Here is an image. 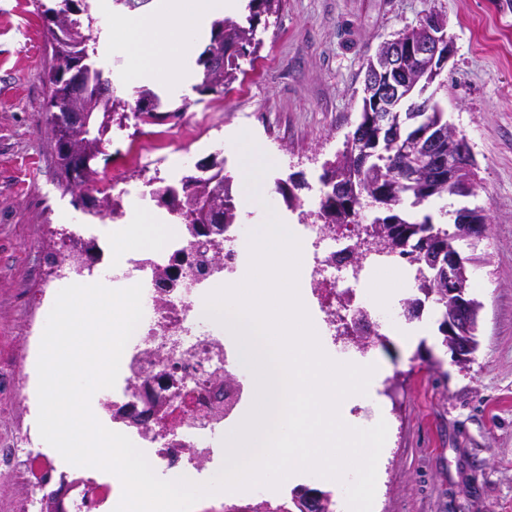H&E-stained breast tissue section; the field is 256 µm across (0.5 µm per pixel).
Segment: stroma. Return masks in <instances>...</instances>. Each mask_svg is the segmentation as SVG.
I'll list each match as a JSON object with an SVG mask.
<instances>
[{
    "label": "stroma",
    "mask_w": 512,
    "mask_h": 512,
    "mask_svg": "<svg viewBox=\"0 0 512 512\" xmlns=\"http://www.w3.org/2000/svg\"><path fill=\"white\" fill-rule=\"evenodd\" d=\"M432 12L446 19L455 48L437 97L476 162L469 204L489 216L473 278L483 308L478 348L463 367L432 310L420 318L428 336L407 345L389 335V314L376 313L382 334L367 353L387 371L378 398L387 438L372 512H512V0H283L231 86L185 105L166 99V116L113 129L95 187L107 191L115 176L164 178L179 160L213 154L233 175L241 158L224 134L246 127L273 167L259 192L264 206L243 214L236 235L270 209L298 224L277 180H304L301 207L318 204L322 165L358 123L368 59ZM52 55L35 0H0L1 448L38 438L37 345L64 287L50 269L67 250V226L92 223L110 237L109 221L75 209L57 180L44 131L51 88L40 78ZM37 446L55 456L47 442Z\"/></svg>",
    "instance_id": "1"
}]
</instances>
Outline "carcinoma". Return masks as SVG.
I'll use <instances>...</instances> for the list:
<instances>
[{
    "mask_svg": "<svg viewBox=\"0 0 512 512\" xmlns=\"http://www.w3.org/2000/svg\"><path fill=\"white\" fill-rule=\"evenodd\" d=\"M62 2L58 8L48 7L42 11L45 32L53 43L54 52V64L43 75V79L52 85L47 103L46 129L54 142L59 182L71 193L73 204L78 207L92 195L97 177L93 166L80 165V158L102 154L104 144L110 141L112 128H123L130 117L144 122L156 119L161 100L147 86L137 88L131 98L116 94L110 77L93 61L98 36L92 18H87L85 25L81 23V16L88 11L86 0ZM281 2L249 0L246 16L213 21L210 42L198 57V64L202 66L198 92H216L238 80L242 73L240 60L256 54L259 48L260 42L255 36L261 19L278 13ZM220 48L224 49L225 61H212L214 51ZM57 100L63 102L69 112L88 115L89 124L69 126L63 136H57L52 112ZM410 104L428 111V119L433 126L432 136L438 148L448 152V113L441 102L426 96L420 100L413 99ZM366 149L373 151L374 163L384 169L383 180L376 189L384 193L385 202L383 209L374 217L375 223L370 225L371 234H387L390 251L414 267L416 290L430 295V305L441 315L438 331L446 336L448 285L425 271V256L420 250L457 245L460 228L436 224L430 214L419 219L412 213L431 199L442 196L432 168L425 164L416 178L401 180L400 173L408 164L402 153L403 144L394 138L385 140L378 137L377 129L372 127L359 139L345 137L342 153L332 160L333 175L347 187L345 200L340 205L354 202L358 195L371 187V178L360 170L356 159L357 154ZM223 171L224 163L221 162L214 171L205 175H187L179 184L159 178V186L151 191V195L156 197L168 192L181 201L182 210L175 216L179 224H204L209 220L217 230L222 224H237L240 215L232 181ZM98 201L100 207L96 215L100 218L115 220L123 215L120 199L104 194ZM408 238L419 243V252L400 248L401 242ZM222 512H332L331 494L301 486L294 488L290 497L281 501L261 497L245 505L226 504Z\"/></svg>",
    "mask_w": 512,
    "mask_h": 512,
    "instance_id": "obj_1",
    "label": "carcinoma"
}]
</instances>
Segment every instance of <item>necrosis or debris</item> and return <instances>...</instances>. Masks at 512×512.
I'll list each match as a JSON object with an SVG mask.
<instances>
[{"instance_id":"1","label":"necrosis or debris","mask_w":512,"mask_h":512,"mask_svg":"<svg viewBox=\"0 0 512 512\" xmlns=\"http://www.w3.org/2000/svg\"><path fill=\"white\" fill-rule=\"evenodd\" d=\"M299 230L318 248L305 281L319 300L320 327L335 333L357 332L356 322L368 308L357 296L362 271L352 266L350 251L365 237L362 225L337 224L328 230L311 215ZM205 248L204 240L193 237L184 225L174 224L159 248L126 250L111 271L113 285L141 284L143 318L122 353L111 394L99 397L98 407L113 431L129 437L155 473L162 475L179 469L198 471V456L211 460L219 454L224 422L211 417L210 405L228 400L239 413L247 404L242 387L224 383L213 374L220 365L217 353L224 342L212 331L199 328L202 301L196 289L156 285L157 270L175 256H192ZM147 388L172 396L174 403L164 406L157 419L141 424L130 418L128 410ZM2 467L30 475V495L21 512H41L47 490L43 479L58 470L54 460L41 451L0 448ZM71 472L67 512H86L89 501L106 506L121 491L114 482L81 477L80 467H72Z\"/></svg>"}]
</instances>
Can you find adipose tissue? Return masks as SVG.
<instances>
[{
  "label": "adipose tissue",
  "instance_id": "adipose-tissue-1",
  "mask_svg": "<svg viewBox=\"0 0 512 512\" xmlns=\"http://www.w3.org/2000/svg\"><path fill=\"white\" fill-rule=\"evenodd\" d=\"M246 8L247 0H154L149 11L113 19L112 48L131 62L129 83L150 84L162 94L179 97L189 92L195 79V48L208 34L212 19ZM163 237L158 217L137 202L126 224L113 234L119 254L130 248L160 246Z\"/></svg>",
  "mask_w": 512,
  "mask_h": 512
}]
</instances>
